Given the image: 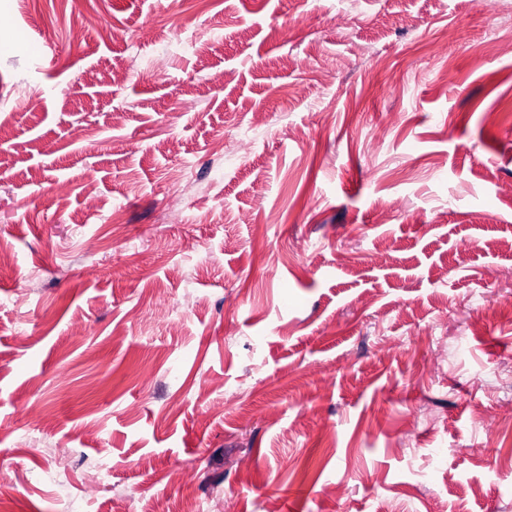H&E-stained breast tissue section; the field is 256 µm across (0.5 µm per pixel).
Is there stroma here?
<instances>
[{
    "instance_id": "obj_1",
    "label": "stroma",
    "mask_w": 512,
    "mask_h": 512,
    "mask_svg": "<svg viewBox=\"0 0 512 512\" xmlns=\"http://www.w3.org/2000/svg\"><path fill=\"white\" fill-rule=\"evenodd\" d=\"M0 252L9 512H512L501 0H0Z\"/></svg>"
}]
</instances>
